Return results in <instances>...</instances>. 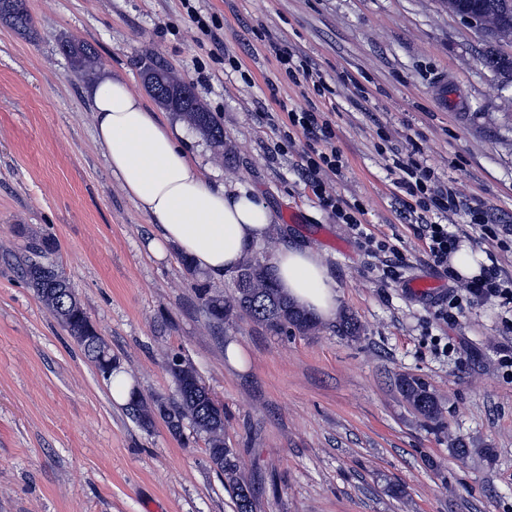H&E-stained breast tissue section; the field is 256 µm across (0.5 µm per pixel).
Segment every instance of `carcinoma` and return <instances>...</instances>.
Segmentation results:
<instances>
[{
	"mask_svg": "<svg viewBox=\"0 0 512 512\" xmlns=\"http://www.w3.org/2000/svg\"><path fill=\"white\" fill-rule=\"evenodd\" d=\"M455 12L469 15L487 9L503 8L502 20L512 29V0H454ZM0 19H5L19 32L32 29L33 19L24 0H0ZM65 55L76 68L89 71L94 68L96 54L88 45L69 41L62 46ZM487 62L506 76L512 77V57L489 55ZM167 73L166 65L156 60L145 69L149 92L160 105L181 113L185 106L197 110L202 134L214 147H224V128L198 100L190 85L174 84L164 97L154 94L155 84ZM54 240L39 237L29 245L30 256L21 269L22 277L33 288L38 298L53 313L83 350L89 361L104 376L112 377L118 368L117 358L104 338L95 332L69 280L50 263L46 256L53 251ZM234 293L226 298L207 285L198 289V296L209 318L220 324L234 315L244 316L274 335L286 336L292 331L309 333L317 329L318 318L300 309L283 297L276 287L273 266L266 257L257 255L248 259L234 275ZM179 352L168 355V373L176 384V394L169 398L150 401L137 395L127 410L144 429L152 427L161 418L169 431L178 437L185 428L203 437L210 462L224 475V489L234 503L235 512H256L253 484L243 472L242 461L235 449L224 439V405L215 400L190 360L178 361ZM395 386L402 398L429 422L434 429L445 428L440 403L428 384L421 378L401 374Z\"/></svg>",
	"mask_w": 512,
	"mask_h": 512,
	"instance_id": "1",
	"label": "carcinoma"
}]
</instances>
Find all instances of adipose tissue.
I'll list each match as a JSON object with an SVG mask.
<instances>
[{
    "mask_svg": "<svg viewBox=\"0 0 512 512\" xmlns=\"http://www.w3.org/2000/svg\"><path fill=\"white\" fill-rule=\"evenodd\" d=\"M96 138L126 195L149 217L156 234L155 256L175 248L198 271L220 281L234 273L274 222L272 212L242 189L208 180L179 131L168 127L119 79L108 78L92 92ZM275 278L294 305L325 321L336 319L338 285L314 250L282 245Z\"/></svg>",
    "mask_w": 512,
    "mask_h": 512,
    "instance_id": "1",
    "label": "adipose tissue"
}]
</instances>
